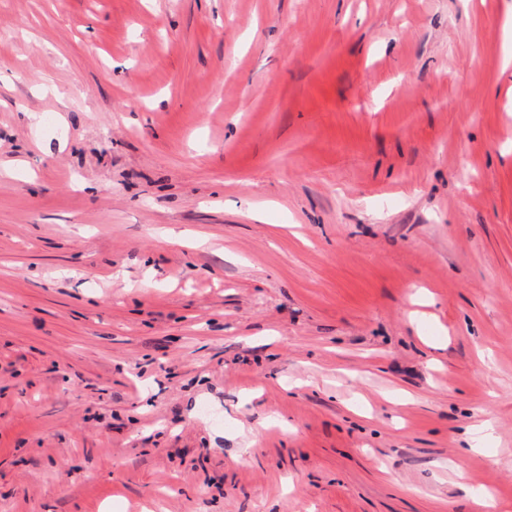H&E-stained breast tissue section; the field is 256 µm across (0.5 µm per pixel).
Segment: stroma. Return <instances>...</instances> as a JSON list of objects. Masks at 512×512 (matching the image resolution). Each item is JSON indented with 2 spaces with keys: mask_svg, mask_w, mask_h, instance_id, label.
<instances>
[{
  "mask_svg": "<svg viewBox=\"0 0 512 512\" xmlns=\"http://www.w3.org/2000/svg\"><path fill=\"white\" fill-rule=\"evenodd\" d=\"M510 55L512 0H0V512H512Z\"/></svg>",
  "mask_w": 512,
  "mask_h": 512,
  "instance_id": "stroma-1",
  "label": "stroma"
}]
</instances>
